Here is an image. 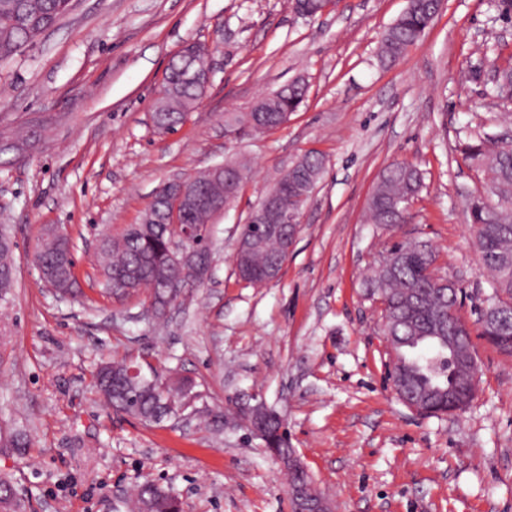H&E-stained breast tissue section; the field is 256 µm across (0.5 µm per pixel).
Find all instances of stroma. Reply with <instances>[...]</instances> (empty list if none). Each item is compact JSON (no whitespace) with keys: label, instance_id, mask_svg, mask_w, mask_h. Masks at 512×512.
Wrapping results in <instances>:
<instances>
[{"label":"stroma","instance_id":"obj_1","mask_svg":"<svg viewBox=\"0 0 512 512\" xmlns=\"http://www.w3.org/2000/svg\"><path fill=\"white\" fill-rule=\"evenodd\" d=\"M407 0H336L315 17L294 0H72L58 22L0 62V227L17 243V285L0 303V477L25 512H132L152 480L184 512H290L288 476L239 416L265 403L336 512H512V357L474 339L471 404L438 417L405 406L386 378L381 310L365 278L394 233L366 223L370 195L396 162L424 176L408 238L458 279L467 323L489 294L468 202L483 190L462 160L467 137L506 129L482 63L512 66V19L495 0H443L421 39L380 65ZM210 45L213 75L175 131L152 112L170 59ZM306 97L286 124L245 135L228 112L293 80ZM325 172L302 212L280 278L240 281L236 240L264 191L304 153ZM228 160L248 177L208 226L212 263L166 315L144 296L101 294L102 235L139 223L167 182ZM74 244L78 286L59 297L34 262L45 228ZM131 359L192 378L178 420L113 412L94 374ZM27 434L25 448L13 445Z\"/></svg>","mask_w":512,"mask_h":512}]
</instances>
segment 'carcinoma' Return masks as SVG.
I'll list each match as a JSON object with an SVG mask.
<instances>
[{
    "instance_id": "1",
    "label": "carcinoma",
    "mask_w": 512,
    "mask_h": 512,
    "mask_svg": "<svg viewBox=\"0 0 512 512\" xmlns=\"http://www.w3.org/2000/svg\"><path fill=\"white\" fill-rule=\"evenodd\" d=\"M70 0H0V60L17 54L52 27L67 11ZM436 15L432 0H408L400 17L386 30L378 61L383 66L394 64L415 44ZM196 66L190 52L173 56L165 76L168 96L157 102L153 119L160 130H173L184 113L201 96L198 84L186 79L184 70ZM497 96L512 97V68L497 70L494 81ZM306 85L296 80L258 107L238 116L227 114V121L241 129L259 132L280 126L303 102ZM462 159L484 176L486 192L498 197L495 204L481 195L470 199L469 209L475 245L483 267L491 277L492 293L477 319V335L491 336L489 344L512 356V347L494 337L500 318L512 313V142H499L483 136L460 147ZM325 168L324 158L316 152L301 156L279 179V194L288 209L304 208ZM422 187L421 173L411 165L395 163L380 176L371 195L368 211L370 223L391 227L406 221V205ZM170 230L167 224H130L117 237L106 235L99 244L100 267L105 293L128 296L145 288L150 291L152 307L163 315L171 304L168 280L158 274L165 264ZM38 249L43 253L57 293L67 294L75 287V261L70 241L44 239ZM287 260L277 239L250 254L244 263L250 271L245 282L260 285L267 282L265 269L269 262ZM435 249L422 240L396 242L385 249L381 259L367 277L368 296L381 298L385 307L381 314V332L394 337L393 351L408 374L410 391L429 400L427 415L448 413V393H458L465 383L452 377L453 352L442 337L457 332L462 349L473 348L471 333L464 329L459 314L461 290L438 289L432 283ZM176 281L177 293L197 280L195 269L185 265L169 275ZM14 242L6 231L0 232V301L15 288ZM130 364L108 361L99 365L96 379L99 392L107 405L117 412L133 416L145 424H158L175 416L166 413L168 406L179 409L185 399L195 393L196 384L182 379L168 384L153 372L142 378L128 376ZM282 422L273 411L265 414L264 428L278 451L290 452L288 443L278 436ZM12 482L0 479V508L19 512L21 502L9 497Z\"/></svg>"
}]
</instances>
